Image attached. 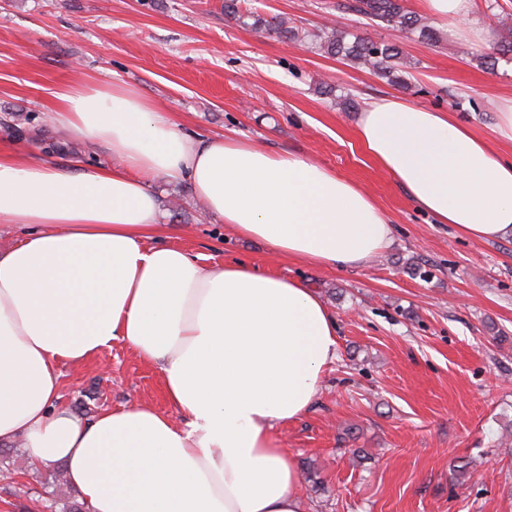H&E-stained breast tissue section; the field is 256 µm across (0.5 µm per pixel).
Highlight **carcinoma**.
Returning <instances> with one entry per match:
<instances>
[{"mask_svg":"<svg viewBox=\"0 0 512 512\" xmlns=\"http://www.w3.org/2000/svg\"><path fill=\"white\" fill-rule=\"evenodd\" d=\"M344 8L366 19L382 23L406 36H417L432 41L434 29L425 18L407 12L401 0H350ZM224 14L245 26L279 39L299 38L298 29L290 25L286 16L265 19L241 12L238 0H224ZM350 33L338 27H325L313 34L315 48L328 56H340L353 67L368 69L396 84L405 82L407 58L399 44L393 41L375 42L362 37L349 39Z\"/></svg>","mask_w":512,"mask_h":512,"instance_id":"obj_1","label":"carcinoma"}]
</instances>
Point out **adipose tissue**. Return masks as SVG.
Instances as JSON below:
<instances>
[{"mask_svg":"<svg viewBox=\"0 0 512 512\" xmlns=\"http://www.w3.org/2000/svg\"><path fill=\"white\" fill-rule=\"evenodd\" d=\"M450 37L474 0H421ZM49 120L110 165L0 151V446L64 465L85 512H304L300 473L275 432L312 407L337 356L336 319L300 280L218 263L162 241L157 179L188 182L207 217L269 255L329 269L392 241L373 198L309 158L185 131L134 88L71 85ZM367 153L420 209L472 238L512 237V159L449 113L397 97L357 124ZM123 342L162 374L169 411L93 417L61 406L64 365Z\"/></svg>","mask_w":512,"mask_h":512,"instance_id":"adipose-tissue-1","label":"adipose tissue"}]
</instances>
